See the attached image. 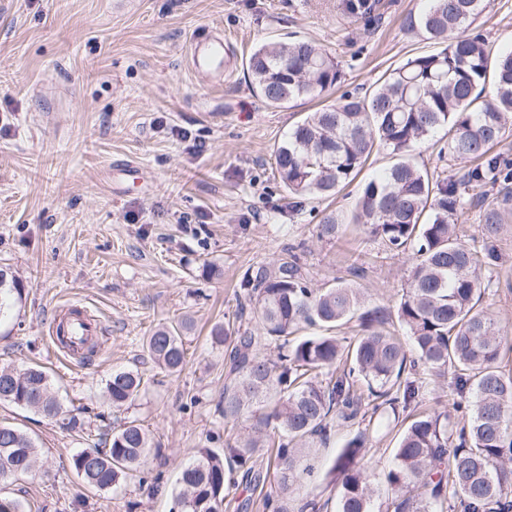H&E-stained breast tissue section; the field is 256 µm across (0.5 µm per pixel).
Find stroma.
I'll use <instances>...</instances> for the list:
<instances>
[{
  "mask_svg": "<svg viewBox=\"0 0 512 512\" xmlns=\"http://www.w3.org/2000/svg\"><path fill=\"white\" fill-rule=\"evenodd\" d=\"M374 2L367 18L350 0H0V268L24 290L0 317V367L42 366L65 417L77 420L70 429L0 403V422L42 449L38 468L1 483V495L26 512H175L181 469L231 437L218 407L224 352L209 332L234 321L247 270L288 246H300L313 287L340 279L360 288L366 305H395L409 254L354 225L332 242L315 233L325 214L350 212L390 156L373 153L333 197L293 198L275 176L274 151L323 102L267 106L246 70L256 45L304 38L339 62L343 89L365 93L408 58L439 50L409 25L429 0ZM474 29L492 54L511 50L512 0H491ZM213 32L231 59L220 82L188 65L192 40ZM462 199L458 236L489 255L480 305L512 341V202L492 187ZM496 203L504 222L488 239L481 214ZM211 265L221 277L208 276ZM71 304L105 327L103 345L83 361L50 338ZM185 319L186 364L169 377L143 341ZM123 368L150 384L116 408L105 381ZM133 418L151 434L149 455L118 490L83 488L73 454ZM409 423L404 414L360 417L313 448L305 491L321 512H337L329 472L342 446L367 431L364 461L382 475Z\"/></svg>",
  "mask_w": 512,
  "mask_h": 512,
  "instance_id": "35a3bbf8",
  "label": "stroma"
}]
</instances>
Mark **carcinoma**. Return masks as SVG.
Listing matches in <instances>:
<instances>
[{"label":"carcinoma","instance_id":"carcinoma-1","mask_svg":"<svg viewBox=\"0 0 512 512\" xmlns=\"http://www.w3.org/2000/svg\"><path fill=\"white\" fill-rule=\"evenodd\" d=\"M489 0H430L411 28L440 50L414 56L371 92H345L298 122L274 151L275 171L294 197H329L349 183L374 149L393 161L380 179L365 183L352 223L392 251L410 250L409 282L395 309L366 308L359 289L343 282L313 288L294 248L271 264L248 270L241 282L248 316L217 323L211 344L224 348V424L242 433L224 453L203 448L179 474L178 512H223L225 483L233 472L253 487L273 480L263 496L265 512H292L290 502L313 467L306 463L333 428L373 411L407 410L425 390L413 378L423 368L437 387L449 384L459 400L452 410L420 412L403 432L394 462L384 474L391 490L385 508L374 504L368 470L360 465L368 435L357 434L331 469L338 512H445L455 499L461 512H512V375L500 367L503 336L497 319L480 306L479 259L455 232L461 190L512 184V159L491 153L512 123V51L492 56L485 39L469 33ZM256 93L270 107L297 98L320 97L342 83V70L324 48L306 39L257 46L248 59ZM492 79L493 98L479 86ZM447 128L440 157L465 167L463 175L421 168L415 148L434 130ZM482 231L497 236V207L486 209ZM317 237L334 241L346 230L344 215L326 214ZM22 299L16 280L0 269V317L8 296ZM397 319L413 352L386 328ZM357 321L349 345L334 335ZM181 327L161 326L145 340L152 361L167 375L185 363ZM304 327L321 336L296 337ZM145 381L137 369L115 371L106 380L112 405L133 404ZM48 417L63 413L38 365L0 369V402ZM151 448L138 420L112 433L108 448L82 450L71 467L86 488H114L137 470ZM40 450L26 434L0 424V481L36 469Z\"/></svg>","mask_w":512,"mask_h":512}]
</instances>
